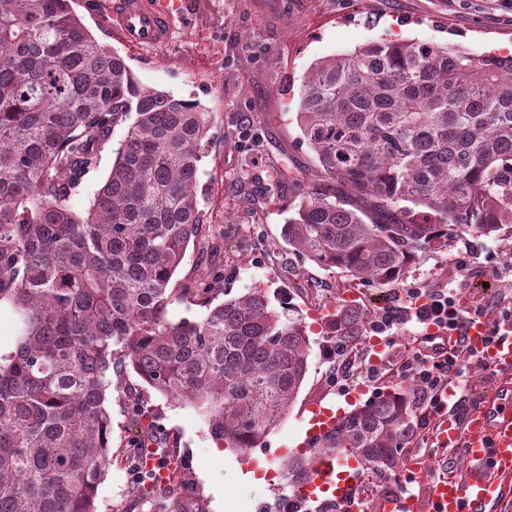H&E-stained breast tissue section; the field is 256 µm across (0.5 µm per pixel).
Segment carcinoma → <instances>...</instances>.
<instances>
[{
    "label": "carcinoma",
    "instance_id": "cac0c4a2",
    "mask_svg": "<svg viewBox=\"0 0 512 512\" xmlns=\"http://www.w3.org/2000/svg\"><path fill=\"white\" fill-rule=\"evenodd\" d=\"M129 117L110 176L75 213L70 199ZM296 118L321 174L283 225L299 258L385 285L429 251L512 229V56L373 41L315 62ZM211 127L198 103L140 86L70 0H0V305L18 326L0 352V512H97L107 394L130 371L240 452L293 406L310 338L261 289L214 305L215 282L187 287L206 312L169 318L173 277L206 228L197 188ZM369 322L342 303L323 335L347 353ZM417 398L394 384L339 418L288 459L289 486L309 480L315 456L342 454L387 491ZM149 448L169 478L133 481L131 494L186 512L192 490L165 441L146 430L128 459Z\"/></svg>",
    "mask_w": 512,
    "mask_h": 512
}]
</instances>
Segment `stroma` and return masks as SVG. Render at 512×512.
Instances as JSON below:
<instances>
[{
    "mask_svg": "<svg viewBox=\"0 0 512 512\" xmlns=\"http://www.w3.org/2000/svg\"><path fill=\"white\" fill-rule=\"evenodd\" d=\"M72 7L93 37L125 59L140 85L197 101L214 116L211 138L202 144L198 188L209 228L189 246L174 287L193 284L215 269L224 274L228 299L251 288L272 296L288 293L291 317L306 324L312 340L309 371L294 406L263 447L245 454L217 449L195 409L128 374L108 402L112 464L100 481L97 512H128L132 505L126 459L133 437L132 393L146 408L145 424L170 440L183 461V478L196 492L188 512H278L293 493L281 475L282 463L309 435L311 408L336 406L344 412L390 385L417 332L410 322L380 334L375 345L380 361L373 371L352 367L345 389H336L327 381L335 357L324 348L322 329L339 302H360L380 313L403 305L416 288L456 291L471 304H484L491 315L512 302V239L504 233L476 239L462 258L453 252L426 253L403 281L381 286L354 282L289 253L282 238L288 209L299 190L315 185L313 154L297 143L303 77L316 60L383 38L446 44L474 56L506 53L512 45V0H188L172 43L150 51L122 44L99 29L92 0H73ZM125 133V125L114 128L72 198L73 210L90 207ZM284 164L302 173V184L285 180L269 191L275 167ZM405 456L420 466L408 487L417 495L459 453L417 437ZM249 470L257 471L261 482H242L240 473Z\"/></svg>",
    "mask_w": 512,
    "mask_h": 512,
    "instance_id": "obj_1",
    "label": "stroma"
}]
</instances>
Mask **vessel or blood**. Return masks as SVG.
I'll use <instances>...</instances> for the list:
<instances>
[{
  "mask_svg": "<svg viewBox=\"0 0 512 512\" xmlns=\"http://www.w3.org/2000/svg\"><path fill=\"white\" fill-rule=\"evenodd\" d=\"M101 20L115 40L131 46H167L174 30L166 0H106ZM428 332L438 333L433 325ZM441 336L448 347H463L496 369L497 385L469 407L464 420H457L454 406L443 411L435 441L462 449L465 468L441 474L423 496H387L382 512H512V325L496 333L485 321L473 320ZM362 489L356 466L321 457L295 495L308 501L329 490L341 512H348Z\"/></svg>",
  "mask_w": 512,
  "mask_h": 512,
  "instance_id": "b4317fda",
  "label": "vessel or blood"
}]
</instances>
